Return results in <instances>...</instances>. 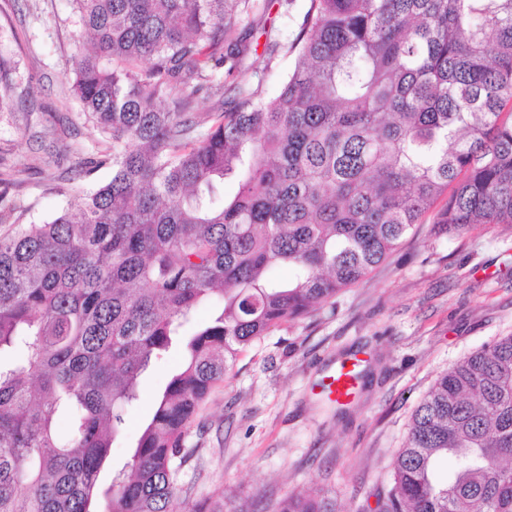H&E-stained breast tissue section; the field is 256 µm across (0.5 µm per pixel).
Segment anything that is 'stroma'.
<instances>
[{
	"label": "stroma",
	"instance_id": "35a3bbf8",
	"mask_svg": "<svg viewBox=\"0 0 512 512\" xmlns=\"http://www.w3.org/2000/svg\"><path fill=\"white\" fill-rule=\"evenodd\" d=\"M90 39L72 0H0V53L16 69L12 107L0 112V169L8 197L30 219L80 203L105 182L85 174L99 132L71 90L69 71ZM512 334V225L479 224L438 236L431 222L333 303L279 324L246 348L208 397L186 439L178 512L224 503L275 512L292 493L332 492L338 512H363L389 484L411 414L448 366ZM363 377L349 404L322 383L348 358ZM179 354L142 375L111 470L128 461Z\"/></svg>",
	"mask_w": 512,
	"mask_h": 512
}]
</instances>
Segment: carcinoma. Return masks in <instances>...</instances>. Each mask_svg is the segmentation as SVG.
<instances>
[{
	"label": "carcinoma",
	"instance_id": "carcinoma-1",
	"mask_svg": "<svg viewBox=\"0 0 512 512\" xmlns=\"http://www.w3.org/2000/svg\"><path fill=\"white\" fill-rule=\"evenodd\" d=\"M75 2L95 54L72 88L105 145L85 167L112 177L39 223L0 195V512H171L185 438L245 347L430 212L447 234L512 224V0H309L292 40L267 32L269 57L294 56L272 93L247 33L273 0ZM224 67L233 107L193 111ZM13 71L0 54V111ZM174 347L103 483L142 374ZM377 512H512V334L436 379ZM181 357L173 352L166 359L152 364L142 375L141 383L143 394L139 402L126 411V424L123 435L116 440L112 448V457L104 473V481H109L112 470L121 469L128 461L130 446L136 440L142 427L149 418L156 392L162 388L172 369L179 364Z\"/></svg>",
	"mask_w": 512,
	"mask_h": 512
}]
</instances>
